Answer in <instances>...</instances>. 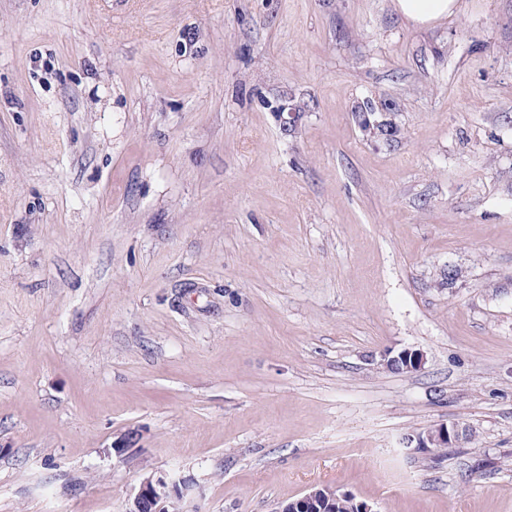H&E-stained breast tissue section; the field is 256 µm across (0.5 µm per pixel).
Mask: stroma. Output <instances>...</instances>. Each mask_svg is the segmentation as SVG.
I'll return each mask as SVG.
<instances>
[{
  "label": "stroma",
  "mask_w": 512,
  "mask_h": 512,
  "mask_svg": "<svg viewBox=\"0 0 512 512\" xmlns=\"http://www.w3.org/2000/svg\"><path fill=\"white\" fill-rule=\"evenodd\" d=\"M163 474L512 512V0H0V512ZM396 11L410 24L434 25L459 12L461 0H393ZM423 354L418 351L404 349L394 353L393 351L384 352L380 355L379 364L385 368L402 364L397 373H410L417 371L423 364ZM467 438L468 428L454 423L451 426L440 425L426 432L406 434L402 441L408 448H434L437 459H442L446 457L447 447H459L461 443H466ZM413 443L415 445L412 447Z\"/></svg>",
  "instance_id": "stroma-1"
}]
</instances>
